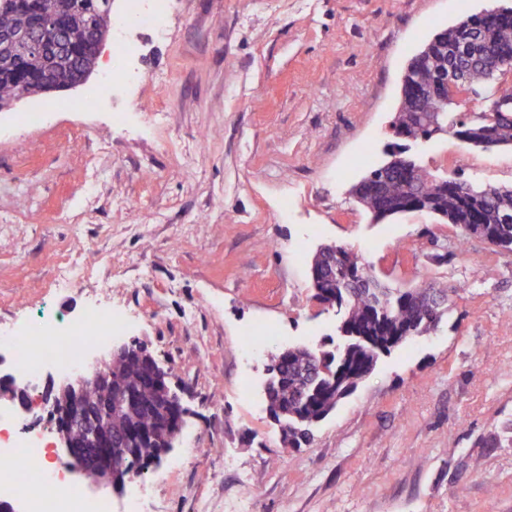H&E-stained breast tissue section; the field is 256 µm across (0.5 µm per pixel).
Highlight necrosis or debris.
<instances>
[{"mask_svg":"<svg viewBox=\"0 0 512 512\" xmlns=\"http://www.w3.org/2000/svg\"><path fill=\"white\" fill-rule=\"evenodd\" d=\"M127 326L124 314L102 307L70 319L48 313L12 321L0 328V376L38 391L45 367L70 372L89 366L91 348L123 335ZM70 470L50 454L45 419L0 412V501L21 512H112L109 501L74 486Z\"/></svg>","mask_w":512,"mask_h":512,"instance_id":"obj_1","label":"necrosis or debris"}]
</instances>
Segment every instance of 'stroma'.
<instances>
[{
    "label": "stroma",
    "mask_w": 512,
    "mask_h": 512,
    "mask_svg": "<svg viewBox=\"0 0 512 512\" xmlns=\"http://www.w3.org/2000/svg\"><path fill=\"white\" fill-rule=\"evenodd\" d=\"M495 3L171 0L162 35L128 30L142 78L112 100L83 105L81 85L0 112V322L103 295L187 411L143 512H512V252L424 212L373 222L350 194L386 158L409 56ZM30 110L46 122L20 126ZM409 155L512 187L511 147L442 134ZM328 243L388 287L464 289L293 448L265 366L335 336L309 273ZM91 245L98 259L57 286ZM257 326L264 342L245 344Z\"/></svg>",
    "instance_id": "obj_1"
}]
</instances>
